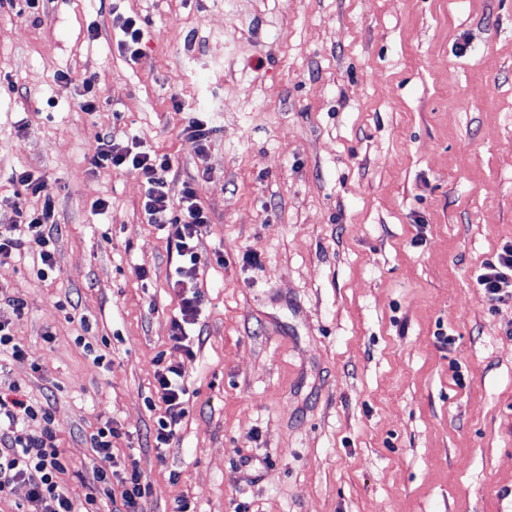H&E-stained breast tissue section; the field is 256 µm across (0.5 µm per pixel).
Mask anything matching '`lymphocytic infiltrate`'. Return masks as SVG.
<instances>
[{
    "label": "lymphocytic infiltrate",
    "instance_id": "1",
    "mask_svg": "<svg viewBox=\"0 0 512 512\" xmlns=\"http://www.w3.org/2000/svg\"><path fill=\"white\" fill-rule=\"evenodd\" d=\"M92 165L97 169L131 171L143 178V210L148 223L166 229L169 239L174 241L179 256L176 275L193 274L201 260L198 243L210 217L200 206L192 182H183L178 197H171L168 156L122 145L108 132L94 148ZM8 208V213L0 216V261L33 243L39 248L38 274L47 276L55 269L51 246L57 227L52 203L44 202L37 213L27 211L18 199L10 202ZM476 284L488 301L512 298V242L504 243L494 259L481 265ZM155 380V393L164 414L153 441L161 448L168 444L187 412L188 389L178 365L163 366ZM36 419L44 423L40 435L24 440L13 437L17 425ZM63 470L49 408L30 403L18 394L0 395V495L13 484L23 483L29 487L24 512H76L73 500L58 483Z\"/></svg>",
    "mask_w": 512,
    "mask_h": 512
}]
</instances>
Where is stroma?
I'll return each mask as SVG.
<instances>
[{"mask_svg":"<svg viewBox=\"0 0 512 512\" xmlns=\"http://www.w3.org/2000/svg\"><path fill=\"white\" fill-rule=\"evenodd\" d=\"M117 15L144 23L138 60ZM108 131L193 179L184 282L143 179L93 168ZM20 169L45 183L26 205L53 200L56 273L33 245L0 263L27 353L0 393L48 403L75 504L135 467L144 512H512V299L475 284L512 241V0H0L1 203ZM162 364L190 400L159 449ZM213 130L214 128L207 121L195 117L189 120L188 124L181 129L180 134L187 143L197 149L198 152H202L203 146L212 135ZM200 307L201 299L199 295L195 294L192 297L182 298L180 316L178 318H174L172 321V334L170 336V340L174 347L188 350L189 346L184 344L186 336H188L187 329L189 326L197 323Z\"/></svg>","mask_w":512,"mask_h":512,"instance_id":"stroma-1","label":"stroma"}]
</instances>
